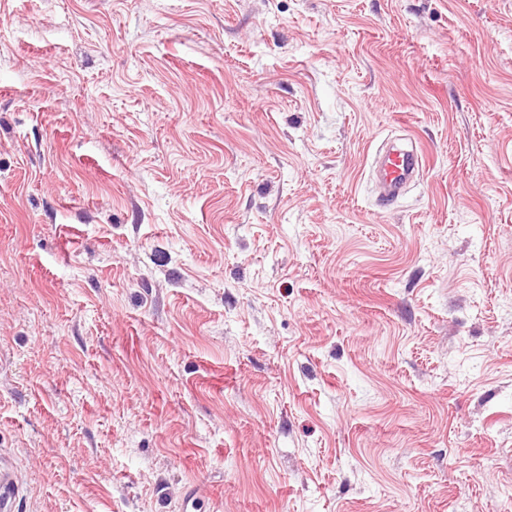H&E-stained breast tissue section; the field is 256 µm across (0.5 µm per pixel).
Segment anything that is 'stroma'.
Wrapping results in <instances>:
<instances>
[{
    "instance_id": "1",
    "label": "stroma",
    "mask_w": 512,
    "mask_h": 512,
    "mask_svg": "<svg viewBox=\"0 0 512 512\" xmlns=\"http://www.w3.org/2000/svg\"><path fill=\"white\" fill-rule=\"evenodd\" d=\"M1 469L512 512V0H0ZM423 153L420 148L392 149L377 163V177L382 184L386 201L398 197L401 190L422 167Z\"/></svg>"
}]
</instances>
